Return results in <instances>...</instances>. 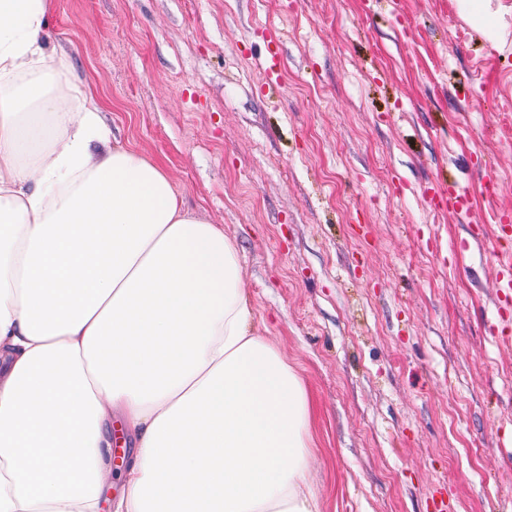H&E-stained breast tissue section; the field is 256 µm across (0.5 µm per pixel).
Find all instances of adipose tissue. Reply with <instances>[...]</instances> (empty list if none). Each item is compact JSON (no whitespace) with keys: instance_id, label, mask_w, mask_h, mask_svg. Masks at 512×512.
<instances>
[{"instance_id":"1","label":"adipose tissue","mask_w":512,"mask_h":512,"mask_svg":"<svg viewBox=\"0 0 512 512\" xmlns=\"http://www.w3.org/2000/svg\"><path fill=\"white\" fill-rule=\"evenodd\" d=\"M455 2L492 46L512 32V0ZM51 11L0 0V512H323L311 396L236 244L112 142Z\"/></svg>"}]
</instances>
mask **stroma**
Instances as JSON below:
<instances>
[{
    "label": "stroma",
    "instance_id": "1",
    "mask_svg": "<svg viewBox=\"0 0 512 512\" xmlns=\"http://www.w3.org/2000/svg\"><path fill=\"white\" fill-rule=\"evenodd\" d=\"M47 46L236 242L255 329L317 405L324 512H512V302L490 255L512 42L455 0H53ZM439 177L472 190L470 221L429 207Z\"/></svg>",
    "mask_w": 512,
    "mask_h": 512
}]
</instances>
